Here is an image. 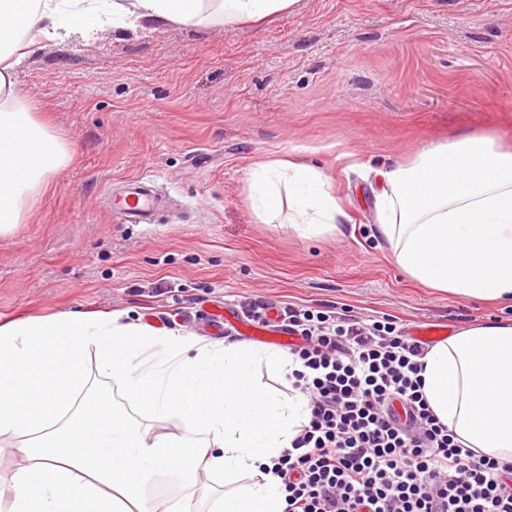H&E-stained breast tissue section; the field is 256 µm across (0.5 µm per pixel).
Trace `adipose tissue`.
I'll return each instance as SVG.
<instances>
[{
	"mask_svg": "<svg viewBox=\"0 0 512 512\" xmlns=\"http://www.w3.org/2000/svg\"><path fill=\"white\" fill-rule=\"evenodd\" d=\"M295 0H0V237L72 161L69 144L16 91L42 41L111 17L182 26L256 23ZM374 235L418 283L512 308V149L491 135L426 147L410 165L375 172ZM252 209L289 206L299 231L337 229L343 210L322 173L295 161L249 171ZM117 379L127 408L89 384L88 354ZM424 392L467 446L512 464V324H479L430 347ZM287 378V352L210 342L113 313L69 312L0 325V439L18 464L6 512H284L269 474L309 409L299 392L259 386L257 368ZM161 430H153V423ZM169 481L176 494L157 499ZM230 486L216 495L214 482Z\"/></svg>",
	"mask_w": 512,
	"mask_h": 512,
	"instance_id": "obj_1",
	"label": "adipose tissue"
}]
</instances>
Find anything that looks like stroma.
I'll return each mask as SVG.
<instances>
[{"label": "stroma", "mask_w": 512, "mask_h": 512, "mask_svg": "<svg viewBox=\"0 0 512 512\" xmlns=\"http://www.w3.org/2000/svg\"><path fill=\"white\" fill-rule=\"evenodd\" d=\"M18 94L73 160L0 238V323L117 312L214 341L224 309L345 308L451 332L512 310L422 288L373 236L374 169L469 133L512 145V0H298L258 25L102 24L44 42ZM320 169L348 218L308 236L252 210L255 162ZM167 189L154 224H115L108 189Z\"/></svg>", "instance_id": "obj_1"}]
</instances>
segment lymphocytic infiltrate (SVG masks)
<instances>
[{
    "instance_id": "lymphocytic-infiltrate-1",
    "label": "lymphocytic infiltrate",
    "mask_w": 512,
    "mask_h": 512,
    "mask_svg": "<svg viewBox=\"0 0 512 512\" xmlns=\"http://www.w3.org/2000/svg\"><path fill=\"white\" fill-rule=\"evenodd\" d=\"M281 315L310 408L271 469L285 512H512V467L464 447L433 414L425 345L402 324L291 305Z\"/></svg>"
}]
</instances>
